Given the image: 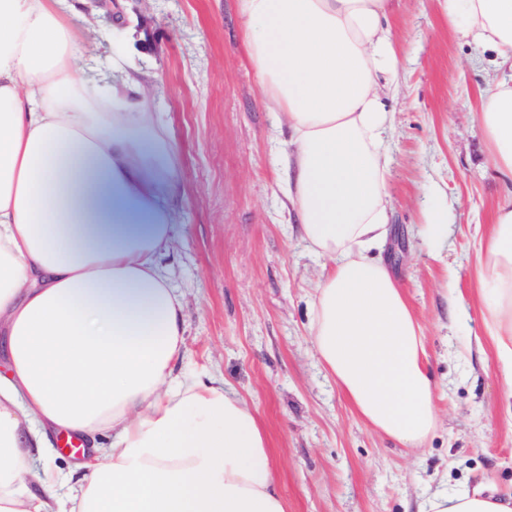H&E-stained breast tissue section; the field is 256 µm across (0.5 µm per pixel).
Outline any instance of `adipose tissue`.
I'll return each instance as SVG.
<instances>
[{
	"instance_id": "1",
	"label": "adipose tissue",
	"mask_w": 512,
	"mask_h": 512,
	"mask_svg": "<svg viewBox=\"0 0 512 512\" xmlns=\"http://www.w3.org/2000/svg\"><path fill=\"white\" fill-rule=\"evenodd\" d=\"M64 0H0V512H286L268 438L224 381L174 377L183 303L163 263L174 225L171 146L138 69L79 77L83 34ZM501 77L479 121L512 175V0H439ZM390 0H237L250 63L291 132L283 183L302 239L326 265L311 336L375 432L424 445L436 423L423 335L372 256L389 235ZM481 256L485 321L512 388V203ZM88 451L65 494L33 461L52 434ZM110 433L109 444L99 441ZM430 512H512L475 488Z\"/></svg>"
}]
</instances>
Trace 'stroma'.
Listing matches in <instances>:
<instances>
[{
  "label": "stroma",
  "instance_id": "35a3bbf8",
  "mask_svg": "<svg viewBox=\"0 0 512 512\" xmlns=\"http://www.w3.org/2000/svg\"><path fill=\"white\" fill-rule=\"evenodd\" d=\"M128 46L80 14L86 63L129 55L161 74L154 110L173 147L178 213L164 261L183 298L186 355L177 377L224 379L268 436L286 512H423L466 486L512 494V427L497 350L477 298L478 251L506 202L478 118L496 78L458 38L438 0H394L400 53L381 89L389 112L386 191L398 257L381 259L425 338L437 426L426 450L378 435L327 376L312 343L324 261L300 237L280 184L287 127L262 101L236 0H125ZM448 210L431 238L428 214Z\"/></svg>",
  "mask_w": 512,
  "mask_h": 512
}]
</instances>
